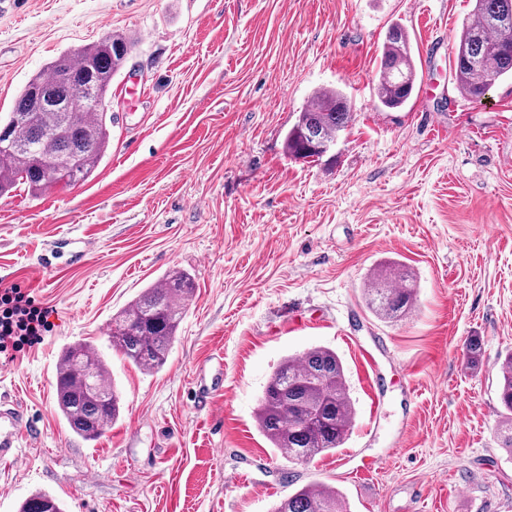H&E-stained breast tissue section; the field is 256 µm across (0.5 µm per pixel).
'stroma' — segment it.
<instances>
[{"label": "stroma", "mask_w": 512, "mask_h": 512, "mask_svg": "<svg viewBox=\"0 0 512 512\" xmlns=\"http://www.w3.org/2000/svg\"><path fill=\"white\" fill-rule=\"evenodd\" d=\"M474 0H11L0 9V113L59 53L121 32L111 142L87 180L0 196V290L53 316L36 352H0V393L38 431L0 465V512L38 492L64 512H273L312 482L348 512H512V454L496 437L499 357L512 352V79L479 100L454 81ZM408 31L410 102L378 106L381 46ZM438 50L423 56L427 38ZM352 121L322 158L284 136L315 91ZM397 261L417 302L369 310L367 273ZM173 269L196 290L161 371L109 348L112 316ZM479 337L483 362L464 351ZM103 352L123 411L98 440L61 420V349ZM341 358L356 415L304 464L259 432L288 356ZM212 388L211 409L194 404ZM379 465L357 476L362 461Z\"/></svg>", "instance_id": "stroma-1"}]
</instances>
